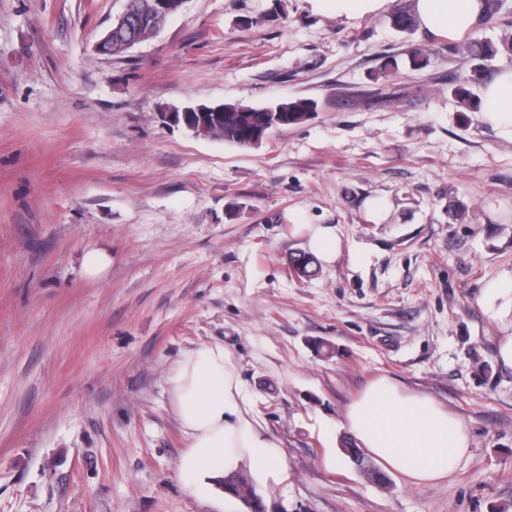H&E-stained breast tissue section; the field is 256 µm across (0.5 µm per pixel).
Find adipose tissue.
Here are the masks:
<instances>
[{"label": "adipose tissue", "instance_id": "1", "mask_svg": "<svg viewBox=\"0 0 512 512\" xmlns=\"http://www.w3.org/2000/svg\"><path fill=\"white\" fill-rule=\"evenodd\" d=\"M410 11L420 29L465 33L479 24L486 4L484 0H411ZM479 111L494 126L512 130V66L486 85ZM167 384L187 441L178 471L195 497L223 494L225 475L236 471L277 480L283 467L277 445L250 419L223 343L185 352ZM345 421L359 448L384 471L400 474L414 485L444 480L471 448L461 419L429 396L401 391L384 376L349 405Z\"/></svg>", "mask_w": 512, "mask_h": 512}]
</instances>
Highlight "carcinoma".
<instances>
[{
  "instance_id": "cac0c4a2",
  "label": "carcinoma",
  "mask_w": 512,
  "mask_h": 512,
  "mask_svg": "<svg viewBox=\"0 0 512 512\" xmlns=\"http://www.w3.org/2000/svg\"><path fill=\"white\" fill-rule=\"evenodd\" d=\"M130 30L122 36L112 35L110 55L119 56L126 53L125 43L135 31L146 34L139 12L133 13ZM392 25L400 32H410L415 28L414 21L408 11L399 9L392 15ZM459 50L472 61L471 69L465 79V85L456 90V96L465 104H470L471 92L469 87L478 86L485 79V61L495 57L500 51L512 52V40H503L500 44L491 41L469 38L459 46ZM204 108L216 110L224 116V142L240 148H251L259 145L268 135L277 129L299 125L307 121L317 111L316 101L308 98H291L274 104L255 107L241 103L206 104ZM343 450L350 462L359 470H370L375 474V481L386 482L385 476L378 471L356 448L351 440L343 441ZM238 474L224 476V489L231 493L244 505L246 512H265V498L259 492H244L237 485Z\"/></svg>"
}]
</instances>
